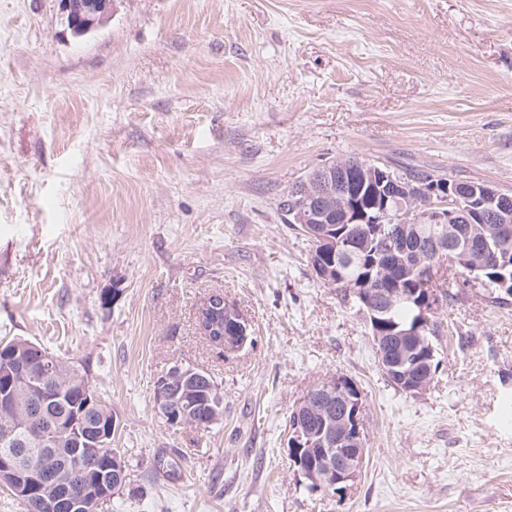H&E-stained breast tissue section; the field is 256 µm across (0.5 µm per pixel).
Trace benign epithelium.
I'll return each mask as SVG.
<instances>
[{"mask_svg": "<svg viewBox=\"0 0 512 512\" xmlns=\"http://www.w3.org/2000/svg\"><path fill=\"white\" fill-rule=\"evenodd\" d=\"M60 10L67 28L75 36H84L102 25L112 10V0H60ZM291 216L296 224H323L331 212L340 216L343 224H365L369 211L391 215L393 226L382 238L384 265L380 274L359 282L354 296L362 304L366 320L379 326L386 321L396 303L405 293L392 287L390 274L399 267L413 266L435 270L438 263L455 265L483 251L487 238L458 235L457 224H508L512 208L508 193L484 184L471 188L459 187L448 181L402 179L389 168L362 160L335 162L324 165L299 179L289 195ZM322 251L338 258L316 270L317 277L329 286L341 282L346 264L353 255L352 245L327 235H317ZM425 303L419 304V314L411 329L400 330L396 336L409 339L426 330L436 307L431 289H424ZM227 319L235 322L240 344L249 339L248 323L231 306L224 308ZM53 362L44 356L33 367L19 359L10 369L11 378L0 389V409L10 408L15 401V381L51 379ZM398 386L411 395L424 394L431 384L434 355H424L410 365L394 364ZM195 381L194 371L174 367L162 375L155 389V406L168 423H178L192 414L185 399L171 396V385L179 383L180 391L190 392ZM80 401L73 406L67 421L42 428V415L36 413L24 424L26 435L38 433L49 446L48 456L39 464L31 462L24 448L0 450V483L29 502L30 512H50L52 504L41 496V488L57 484L61 474L72 471L69 461L58 456L53 446L59 436L69 443L74 454L83 458H98L108 446L112 432L119 426L112 416L107 428L98 418L104 416L101 403L91 389L80 386ZM322 405L323 430L315 434L299 423L290 430L289 455L299 475L313 491L344 493L360 473L366 456V433L363 425L364 403L357 385L349 379L336 377L313 388L296 406L298 411L312 410V402ZM126 477L125 463L112 455L104 465L85 470L79 487L65 497L69 512H98L104 497L119 487Z\"/></svg>", "mask_w": 512, "mask_h": 512, "instance_id": "benign-epithelium-1", "label": "benign epithelium"}]
</instances>
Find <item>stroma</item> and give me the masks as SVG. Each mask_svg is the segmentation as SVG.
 I'll return each mask as SVG.
<instances>
[{
	"label": "stroma",
	"instance_id": "35a3bbf8",
	"mask_svg": "<svg viewBox=\"0 0 512 512\" xmlns=\"http://www.w3.org/2000/svg\"><path fill=\"white\" fill-rule=\"evenodd\" d=\"M349 156L512 192V0H113L81 37L59 0H0V338L73 358L116 413L104 512H512V296L449 288L431 388L391 386L279 211ZM213 293L242 348L200 335ZM177 365L223 394L210 430L158 413ZM338 376L368 448L344 495L288 448Z\"/></svg>",
	"mask_w": 512,
	"mask_h": 512
}]
</instances>
